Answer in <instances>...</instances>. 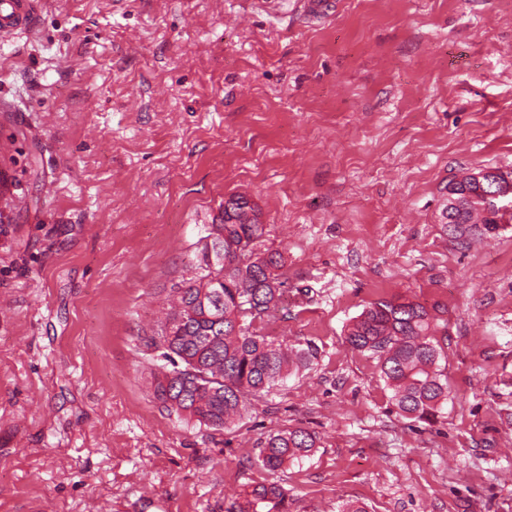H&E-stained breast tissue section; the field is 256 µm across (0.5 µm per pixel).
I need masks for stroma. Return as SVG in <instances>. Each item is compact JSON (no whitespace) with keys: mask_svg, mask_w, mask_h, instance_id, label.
Wrapping results in <instances>:
<instances>
[{"mask_svg":"<svg viewBox=\"0 0 512 512\" xmlns=\"http://www.w3.org/2000/svg\"><path fill=\"white\" fill-rule=\"evenodd\" d=\"M0 37V512H512V223L441 224L512 170V0H38ZM288 293L261 335L309 369L214 429L148 347L225 198ZM378 300L445 320L448 401L396 415L345 333ZM314 453L271 472L274 431ZM316 437L303 428L283 429L270 433L260 448L258 462L270 471L281 469L288 462L311 456ZM286 492L283 487L275 482L267 485H257L251 490H245L235 502L234 512H259V504L275 501L277 505H283Z\"/></svg>","mask_w":512,"mask_h":512,"instance_id":"stroma-1","label":"stroma"}]
</instances>
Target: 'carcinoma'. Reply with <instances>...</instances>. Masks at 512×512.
Returning <instances> with one entry per match:
<instances>
[{"label":"carcinoma","mask_w":512,"mask_h":512,"mask_svg":"<svg viewBox=\"0 0 512 512\" xmlns=\"http://www.w3.org/2000/svg\"><path fill=\"white\" fill-rule=\"evenodd\" d=\"M265 234L254 204L224 210L209 225L207 242L195 255L194 275L174 289L175 308L148 346L184 380L166 385L154 376V396L167 408L214 428L241 416L245 401L270 392L306 367L312 348L285 347L252 331L253 322L276 309L288 285L278 252L262 253ZM223 245L224 263H211L210 245ZM434 318L414 301H376L349 326L346 342L377 356L393 405L403 418L430 421L448 397V377L437 361ZM316 437L303 428L270 433L258 462L270 471L311 456ZM275 482L240 494L234 512H259L264 502L284 504Z\"/></svg>","instance_id":"obj_1"}]
</instances>
